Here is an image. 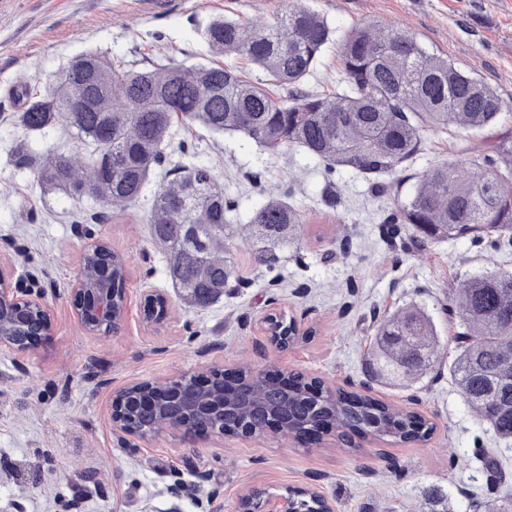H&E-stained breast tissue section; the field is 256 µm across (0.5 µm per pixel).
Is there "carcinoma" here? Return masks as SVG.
Instances as JSON below:
<instances>
[{
	"instance_id": "cac0c4a2",
	"label": "carcinoma",
	"mask_w": 512,
	"mask_h": 512,
	"mask_svg": "<svg viewBox=\"0 0 512 512\" xmlns=\"http://www.w3.org/2000/svg\"><path fill=\"white\" fill-rule=\"evenodd\" d=\"M210 50L240 57L288 89L276 99L262 83L232 67L184 69L161 66L136 71L96 52L74 59L46 92L30 91L22 126L39 131L60 123L92 150L91 168L63 154L22 156L47 187L73 200H101L115 211L135 203L155 168L164 164L163 145L176 121L198 123L215 133L236 132L268 149L298 146L332 173L350 167L368 177L396 171L420 150L423 132L453 125L466 132L494 123L505 104L496 89L448 59L427 53L404 32L374 25L356 29L340 47L345 89L318 94L303 90L333 30L319 13L293 8L271 23L249 24L219 17L207 27ZM86 97L88 105L78 108ZM179 174L155 192L146 223L151 239L166 249L172 287L192 305L214 304L235 276L224 242L234 204L214 182L210 168L182 163ZM208 184L185 209L169 197L197 182ZM405 224L416 243L495 235L490 246L512 244V142L496 155H474L427 169L414 191L386 220ZM302 224L287 201L271 197L255 214L254 254L269 270L278 256L269 241L297 237ZM458 318L456 356L449 368L464 401L495 434L512 439V272L498 271L461 284L452 298ZM437 339L429 319L416 308L384 318L377 331L379 373L395 381L417 378L435 367ZM261 408L243 413L215 411L201 417L212 428L233 433L246 423L261 434L267 411L282 394L262 390ZM141 434L154 430V411L130 413ZM323 418L342 432L361 431L386 442L423 441L431 426L407 409H393L366 396L336 390L318 403L298 378L288 397V424L296 432Z\"/></svg>"
}]
</instances>
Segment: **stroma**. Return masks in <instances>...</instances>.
I'll return each instance as SVG.
<instances>
[{"label": "stroma", "mask_w": 512, "mask_h": 512, "mask_svg": "<svg viewBox=\"0 0 512 512\" xmlns=\"http://www.w3.org/2000/svg\"><path fill=\"white\" fill-rule=\"evenodd\" d=\"M306 7L334 30L307 76L308 90H342L339 48L358 27L406 32L428 53L490 83L512 103V0H0V266L12 284L40 292L52 326L29 351L0 350V512H235L252 487L272 493L314 489L335 512H423L432 488L454 512H494L512 491V441L501 442L448 378L455 356L447 339L456 322L448 297L469 277L512 271V246L471 238L416 248L407 230L390 234L386 217L434 164L512 141V110L477 133L426 132L420 151L393 174L367 178L351 168L327 172L305 150L273 151L237 134L174 125L165 152L214 169L235 202L234 224L250 223L272 197L293 205L303 226L280 247L277 272L252 247L235 241L236 279L219 302L188 306L168 283L165 255L146 222L157 168L139 200L124 212L48 190L19 157L25 150L77 154L91 150L62 125L27 131L17 93L52 88L77 55L97 51L135 70L220 63L252 82L267 74L235 56L216 57L204 38L218 17L270 22ZM335 182L338 203L324 192ZM101 239L128 260V314L117 332L95 335L78 323L71 290L85 247ZM165 293L168 318L143 315L145 297ZM417 307L441 341L439 361L409 385L378 378L374 340L379 321ZM295 319L311 334L288 349L265 344L260 322L270 313ZM284 370L309 380L408 407L434 424L425 443L377 448L360 439L349 451L337 431L322 439L267 432L185 439L165 430L139 438L112 428L113 392L135 382L173 380L204 367ZM499 449L505 480L486 472L479 449Z\"/></svg>", "instance_id": "35a3bbf8"}]
</instances>
